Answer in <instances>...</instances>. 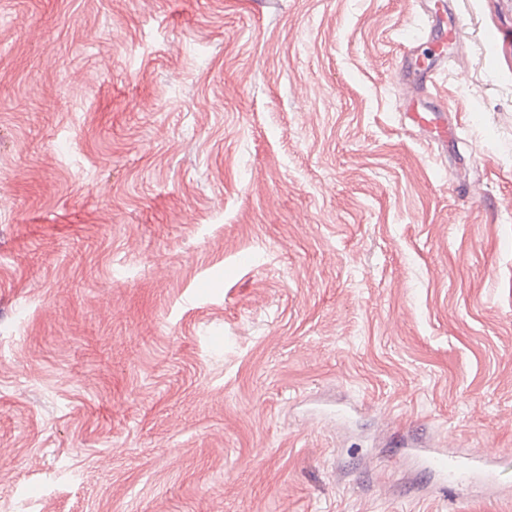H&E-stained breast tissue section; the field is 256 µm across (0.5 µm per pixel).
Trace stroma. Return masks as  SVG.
<instances>
[{
  "label": "stroma",
  "instance_id": "1",
  "mask_svg": "<svg viewBox=\"0 0 512 512\" xmlns=\"http://www.w3.org/2000/svg\"><path fill=\"white\" fill-rule=\"evenodd\" d=\"M451 8L458 165L416 0H0V512H512V0ZM420 45L409 49L402 57L403 82L407 87L406 99L413 93H418L420 89L427 87L429 84L433 86L437 82V74L430 64L426 65L417 55ZM413 75V80L410 76ZM403 114L417 133L429 138L432 145H437L440 154L448 152V146H454L460 139L461 126L456 116L442 106L429 103L428 106L418 108L413 103L409 112ZM425 456L428 468H433L441 473L444 481L464 472L468 466L462 459L448 455L444 448H413Z\"/></svg>",
  "mask_w": 512,
  "mask_h": 512
}]
</instances>
